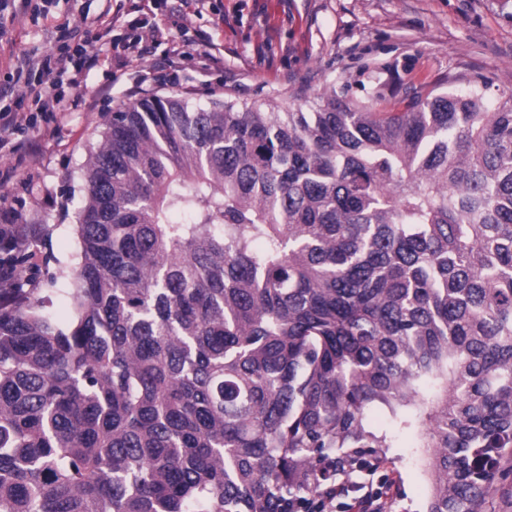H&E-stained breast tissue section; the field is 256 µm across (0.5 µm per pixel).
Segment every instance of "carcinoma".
<instances>
[{
  "mask_svg": "<svg viewBox=\"0 0 512 512\" xmlns=\"http://www.w3.org/2000/svg\"><path fill=\"white\" fill-rule=\"evenodd\" d=\"M463 80L112 113L65 319L0 225V512H297L400 432L426 512H477L512 449V94Z\"/></svg>",
  "mask_w": 512,
  "mask_h": 512,
  "instance_id": "cac0c4a2",
  "label": "carcinoma"
}]
</instances>
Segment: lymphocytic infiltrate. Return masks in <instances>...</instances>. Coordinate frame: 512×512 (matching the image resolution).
<instances>
[{"mask_svg":"<svg viewBox=\"0 0 512 512\" xmlns=\"http://www.w3.org/2000/svg\"><path fill=\"white\" fill-rule=\"evenodd\" d=\"M30 6L31 0H0V64L6 65L12 74L8 84L0 85V151L17 156L22 153L21 145L14 139L18 116L6 106V99L21 88L36 110L48 101L57 112L81 107L80 99L59 92L56 79L68 70L79 71L99 63L96 48L109 43L112 30L121 19L120 11L108 9L84 27L66 16L55 18L49 47L22 56L14 50L13 31L19 15ZM342 498L347 501L348 512H392L394 504L391 484L355 483L350 475L344 474L323 485L318 496L307 503V512H327Z\"/></svg>","mask_w":512,"mask_h":512,"instance_id":"lymphocytic-infiltrate-1","label":"lymphocytic infiltrate"}]
</instances>
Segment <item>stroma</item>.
I'll use <instances>...</instances> for the list:
<instances>
[{"label": "stroma", "mask_w": 512, "mask_h": 512, "mask_svg": "<svg viewBox=\"0 0 512 512\" xmlns=\"http://www.w3.org/2000/svg\"><path fill=\"white\" fill-rule=\"evenodd\" d=\"M124 11L127 23L114 31L107 60L65 88L96 94L94 109L54 122L39 117L17 134L38 143V153L19 164L0 157V168L12 170L0 193L20 223L40 227L29 240L33 285L57 311L63 296L48 284L43 259L76 252L88 158L108 117L130 100L173 95L207 109L218 100L262 107L275 98L294 110L332 87L363 100L382 85L397 84L403 95L449 73L486 82L493 99L512 93V0H211L210 9L184 22L168 13L165 0H124ZM154 23L169 36L139 54L129 42ZM213 40L224 50L219 68L200 53ZM143 69L144 84L137 79ZM425 461L424 449L400 438L387 449L374 478L394 481L395 512H425Z\"/></svg>", "instance_id": "obj_1"}]
</instances>
